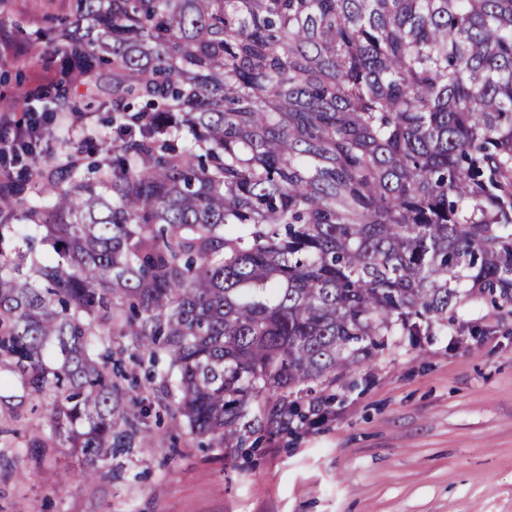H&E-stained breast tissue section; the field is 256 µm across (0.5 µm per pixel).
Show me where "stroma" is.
Masks as SVG:
<instances>
[{"label": "stroma", "instance_id": "1", "mask_svg": "<svg viewBox=\"0 0 512 512\" xmlns=\"http://www.w3.org/2000/svg\"><path fill=\"white\" fill-rule=\"evenodd\" d=\"M74 8L0 0V27L23 50L0 58V106L34 82L32 44L60 52L48 31ZM76 99L92 136L61 128L52 98L33 102L30 116L57 134L40 164L111 139L109 76ZM22 394L0 389V512H512V312L480 300L449 313L447 329L385 337L370 360L299 394L308 422L223 450L157 423L92 488L68 449L32 447L44 419Z\"/></svg>", "mask_w": 512, "mask_h": 512}]
</instances>
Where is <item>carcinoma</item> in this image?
Wrapping results in <instances>:
<instances>
[{
  "instance_id": "cac0c4a2",
  "label": "carcinoma",
  "mask_w": 512,
  "mask_h": 512,
  "mask_svg": "<svg viewBox=\"0 0 512 512\" xmlns=\"http://www.w3.org/2000/svg\"><path fill=\"white\" fill-rule=\"evenodd\" d=\"M56 39L111 66L115 139L93 179L40 121L11 154L0 242L40 236L0 250V363L88 484L152 436L114 325L171 427L241 448L381 337L512 308V0H75Z\"/></svg>"
}]
</instances>
